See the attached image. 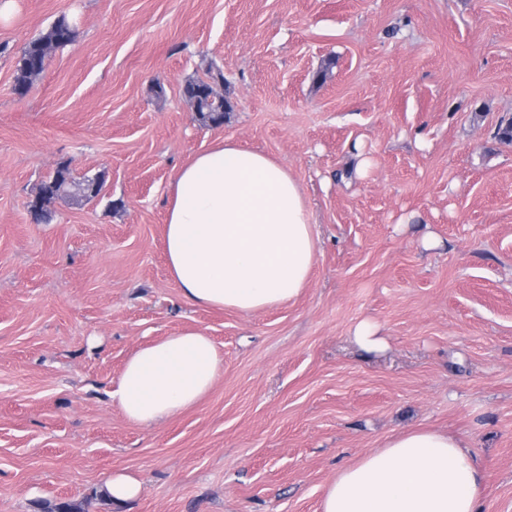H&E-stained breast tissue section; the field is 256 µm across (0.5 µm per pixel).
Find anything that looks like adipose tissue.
<instances>
[{"instance_id": "1", "label": "adipose tissue", "mask_w": 512, "mask_h": 512, "mask_svg": "<svg viewBox=\"0 0 512 512\" xmlns=\"http://www.w3.org/2000/svg\"><path fill=\"white\" fill-rule=\"evenodd\" d=\"M165 255L192 306L242 314L297 298L311 278L317 232L301 183L274 157L224 138L173 170ZM224 359L209 336L186 331L137 349L114 397L153 426L195 405ZM484 472L464 442L425 427L337 472L321 512H481Z\"/></svg>"}]
</instances>
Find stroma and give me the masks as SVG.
<instances>
[{
	"label": "stroma",
	"instance_id": "35a3bbf8",
	"mask_svg": "<svg viewBox=\"0 0 512 512\" xmlns=\"http://www.w3.org/2000/svg\"><path fill=\"white\" fill-rule=\"evenodd\" d=\"M77 30L25 96L15 70ZM233 109L202 123L190 79ZM512 0H14L0 17V512H320L336 473L434 428L512 512ZM230 138L284 163L318 241L298 298L189 306L163 231L171 172ZM370 166L356 176L357 155ZM100 196L28 201L58 163ZM378 323L381 353L351 340ZM204 331L211 391L150 428L111 394L140 346ZM137 477L113 503L106 482ZM65 21V17H60L45 33L31 39L26 44L18 62L15 84L23 85L29 89L33 80L39 77L44 71L43 68L36 67L33 63L34 45L36 40L54 43L59 48L67 46L73 41L64 36L63 25ZM140 485L138 479L123 472L112 474L107 482L112 499L119 504L135 499L139 494Z\"/></svg>",
	"mask_w": 512,
	"mask_h": 512
}]
</instances>
